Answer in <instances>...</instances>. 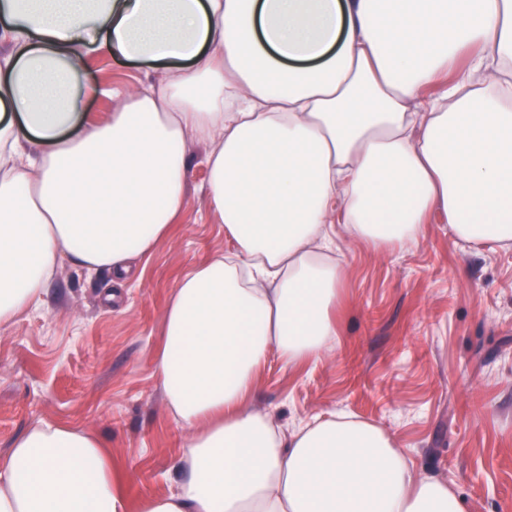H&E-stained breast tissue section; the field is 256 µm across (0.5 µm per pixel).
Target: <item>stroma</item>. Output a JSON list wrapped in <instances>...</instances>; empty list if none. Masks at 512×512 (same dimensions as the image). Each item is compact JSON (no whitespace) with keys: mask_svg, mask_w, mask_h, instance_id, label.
I'll use <instances>...</instances> for the list:
<instances>
[{"mask_svg":"<svg viewBox=\"0 0 512 512\" xmlns=\"http://www.w3.org/2000/svg\"><path fill=\"white\" fill-rule=\"evenodd\" d=\"M160 63L98 51L80 80L160 84ZM205 148L190 153L184 214L128 281L63 262L38 302L0 324V453L34 424L96 434L128 501L174 491L185 437L153 372L162 312L192 266L235 245L209 206ZM344 267L336 337L319 358H270L250 405L290 431L345 412L391 434L448 481L466 512H512V248L454 244L433 214L417 245L379 253L332 215Z\"/></svg>","mask_w":512,"mask_h":512,"instance_id":"stroma-1","label":"stroma"}]
</instances>
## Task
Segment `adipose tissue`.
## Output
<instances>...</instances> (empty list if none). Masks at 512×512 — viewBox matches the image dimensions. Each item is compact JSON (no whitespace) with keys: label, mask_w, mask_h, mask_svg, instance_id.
Listing matches in <instances>:
<instances>
[{"label":"adipose tissue","mask_w":512,"mask_h":512,"mask_svg":"<svg viewBox=\"0 0 512 512\" xmlns=\"http://www.w3.org/2000/svg\"><path fill=\"white\" fill-rule=\"evenodd\" d=\"M1 40V324L63 261L131 278L183 211L193 142L235 254L188 270L162 315L177 490L129 505L96 435L41 423L0 458V512H466L381 428L335 413L286 434L249 401L270 355L336 334L334 211L382 251L435 212L456 243L512 246V0H0ZM100 48L181 67L77 85ZM99 97L116 105L93 122L78 105Z\"/></svg>","instance_id":"1"}]
</instances>
